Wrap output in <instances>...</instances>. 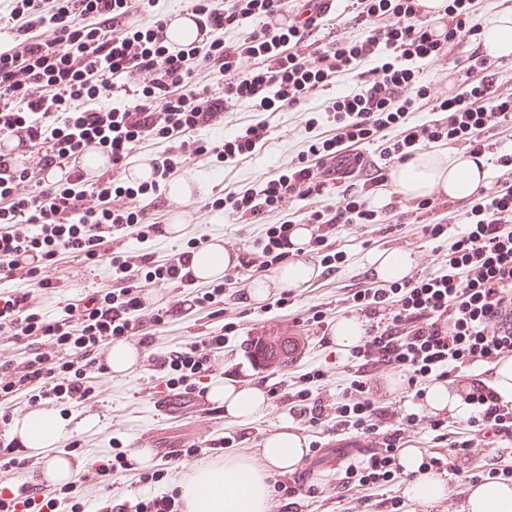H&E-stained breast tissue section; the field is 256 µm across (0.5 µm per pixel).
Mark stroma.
Returning <instances> with one entry per match:
<instances>
[{
    "label": "stroma",
    "mask_w": 512,
    "mask_h": 512,
    "mask_svg": "<svg viewBox=\"0 0 512 512\" xmlns=\"http://www.w3.org/2000/svg\"><path fill=\"white\" fill-rule=\"evenodd\" d=\"M269 140L266 146L251 158L215 163L205 157L189 161L184 167L183 180L193 191L190 201L158 197L160 207L185 208L187 219L182 238L161 234L158 250L186 248L189 238H223L237 243L241 252H254L265 233L261 224L238 223L223 212L207 210L219 190L259 183L277 168L288 166L297 159L304 148L306 133L301 116L296 111L276 112L267 115ZM459 200L449 201L447 207L432 205L419 208L417 200L402 199L396 217L397 223L410 225L411 230L401 233L384 224L366 226L363 236H356L351 229L341 228L336 236L337 249L343 250L346 260L330 278L316 277L311 286L292 291L287 308H280V291H272L265 300L254 301L249 294L239 292L237 286L224 288L221 312L206 315L195 310L186 311L176 322L158 326L154 345L140 349L135 369L125 375L100 372L94 384L96 397L90 403L73 408L62 406V413L77 416L95 415L100 419L98 428L78 434L73 442L60 445L59 450L70 457L90 464L122 455L125 471L106 479L114 499L136 503L161 492L177 489L186 472L177 458L148 456L145 462L135 461L131 453L139 449L143 437L168 445L188 443L202 448L206 460H220L231 454L243 459L259 461L260 448L270 433L276 431L280 420L287 414L294 394L309 389L312 402L320 406L319 422H311L308 415H297L293 422L306 436L308 443L332 442L336 436L330 430L334 422L335 402L338 393L349 383L353 351L337 350L332 329H320L311 324L312 310L320 309L333 314L340 298V286L355 275L365 272L369 254L383 250L411 252L419 249L433 252L435 244L413 231L414 226L439 222L444 213L463 210ZM289 325L291 331L307 337L309 345L304 353L290 364L278 363L258 370L253 366L252 341L270 336V323ZM224 327V347L211 356V369L200 384L231 381L243 386L261 387L268 398V405L257 417L235 422L228 420L221 406L211 405L212 431L199 436L190 413L169 415L158 402L159 393L166 388L167 369L159 360L187 344L199 341L215 327ZM319 370L323 377L310 382L302 381L303 373ZM316 452H308L297 467L304 473L307 483L323 486L320 494L300 493L295 498L294 512H358L353 499L337 501L330 496L348 468L356 464L349 456L330 463L316 464ZM153 465L162 475L152 481H141L145 466ZM296 471V472H297Z\"/></svg>",
    "instance_id": "35a3bbf8"
}]
</instances>
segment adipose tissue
Instances as JSON below:
<instances>
[{"mask_svg": "<svg viewBox=\"0 0 512 512\" xmlns=\"http://www.w3.org/2000/svg\"><path fill=\"white\" fill-rule=\"evenodd\" d=\"M482 46L489 60L512 58V13H503L481 30ZM487 170L483 159L460 154L423 151L398 165L391 174L397 193L419 199L442 187L448 198L465 200L484 185ZM320 273L318 265L306 259L283 264L273 275L253 279L250 292L261 299L273 288L307 287ZM211 400L223 406L233 421L252 419L267 406L260 388L234 382H216L209 390ZM95 415L66 416L54 408L33 410L27 419L13 424L12 434L22 447L46 454L45 472L52 483L73 481L80 466L69 457L54 454V447L78 433L98 427ZM307 442L290 418H282L277 430L262 443L260 462L228 456L199 464L180 484L184 512H267L271 474L294 470L304 459ZM418 449H403L399 459L404 475V496L413 502L434 505L448 494L439 475L421 467ZM460 512H512V486L484 482L471 489Z\"/></svg>", "mask_w": 512, "mask_h": 512, "instance_id": "adipose-tissue-1", "label": "adipose tissue"}]
</instances>
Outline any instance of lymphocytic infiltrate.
Here are the masks:
<instances>
[{
	"label": "lymphocytic infiltrate",
	"mask_w": 512,
	"mask_h": 512,
	"mask_svg": "<svg viewBox=\"0 0 512 512\" xmlns=\"http://www.w3.org/2000/svg\"><path fill=\"white\" fill-rule=\"evenodd\" d=\"M6 19L15 37L0 49V136H14L20 150L0 154V336L16 347L0 357V420L14 403L51 401L85 404L95 397L90 379L102 347L138 340L151 345L152 326L182 315L181 305L154 308V287L177 283L194 289L193 303L204 310L222 303L225 286L238 283L240 268L269 271L287 260L294 225L315 224L310 245L322 253L326 269L341 260L335 248L343 226L379 223L366 198L347 190L365 178L381 187L382 172H371L358 151L377 146L379 157L402 163L420 150L463 144L470 156L485 149L494 125L512 124V85L502 83L481 49H471L459 69L467 85L456 95L436 94L422 83L419 63L454 56L469 37L474 0H448L440 17L428 19L421 0H353L350 25L363 36L323 44L312 33L327 15L324 0H189L199 13L201 37L176 48L165 39L166 23L144 22L150 0H8ZM260 18V30H247ZM242 36L225 38L228 30ZM249 69H241V59ZM207 69L224 83L223 108L246 106L258 119L243 125L224 143L208 148L197 133L219 120L203 108L192 83L195 69ZM356 75L359 91L324 100L307 112L306 148L298 162L259 186L225 191L212 208L225 215L264 224L255 256L231 267L218 282L191 276L190 250H170L155 259L146 245L164 216L149 212L148 196L180 178L185 163L209 155L216 162L240 161L265 145L269 130L261 115L298 108L332 82ZM426 110L433 118L410 120ZM149 180L118 178L138 150L151 142ZM110 152L112 166L86 183L74 164L88 146ZM493 190L477 189L460 215L461 235L449 242L436 273H416L385 284L366 275L344 286L345 307H384L383 322L368 325L356 351L353 379L336 403L337 434L368 440L357 484L336 488L337 499L378 498L398 473L396 458L410 434L430 433L470 455L487 438L512 441V406L501 403L491 386L494 369L512 360V158L503 159ZM342 193L327 209L316 207L329 185ZM95 206L83 207L85 195ZM310 202L296 215L283 198ZM108 260L110 272L88 294L69 295L60 311L40 308L42 293H67L64 271L75 260ZM80 305L75 322L70 308ZM151 325H144L146 307ZM224 347L215 330L201 343L174 352L167 362L169 389L194 394L196 376L207 372L210 353ZM480 369L465 396L477 413L449 434L448 424L424 412L401 413L380 405L369 382L402 372L409 389L422 393L427 382L458 370ZM14 461L0 463V512H57L78 485L97 486L124 469L121 457L88 465L75 483L46 490L13 481Z\"/></svg>",
	"instance_id": "f902f5d3"
}]
</instances>
